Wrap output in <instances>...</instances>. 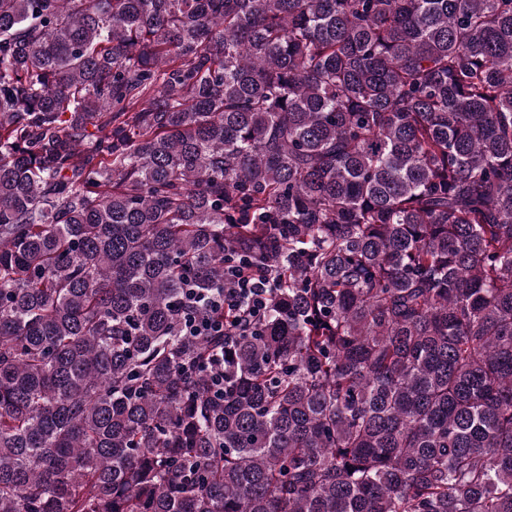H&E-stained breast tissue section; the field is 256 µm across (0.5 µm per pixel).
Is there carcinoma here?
I'll return each instance as SVG.
<instances>
[{"mask_svg":"<svg viewBox=\"0 0 512 512\" xmlns=\"http://www.w3.org/2000/svg\"><path fill=\"white\" fill-rule=\"evenodd\" d=\"M0 512H512V0H0ZM272 284L263 263L250 259L238 262L226 260L224 265V289L201 291L188 288L186 298L195 313L185 320L188 336H222L225 322L216 318L218 312L235 313L232 326L246 332L251 324L265 314Z\"/></svg>","mask_w":512,"mask_h":512,"instance_id":"1","label":"carcinoma"}]
</instances>
